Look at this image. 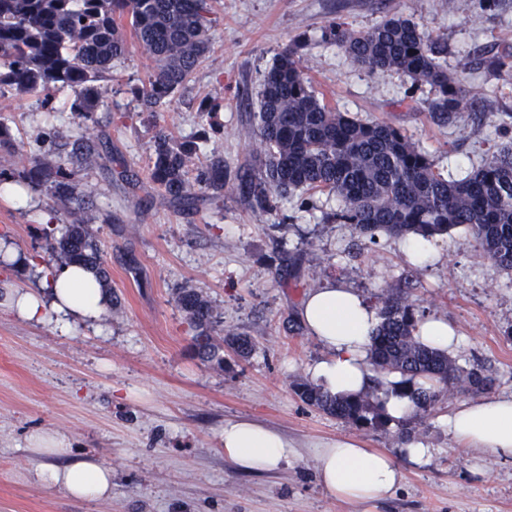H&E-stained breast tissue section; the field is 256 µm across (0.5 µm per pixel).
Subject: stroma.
<instances>
[{
	"instance_id": "obj_1",
	"label": "stroma",
	"mask_w": 512,
	"mask_h": 512,
	"mask_svg": "<svg viewBox=\"0 0 512 512\" xmlns=\"http://www.w3.org/2000/svg\"><path fill=\"white\" fill-rule=\"evenodd\" d=\"M215 43L190 81L149 123L135 90L152 62L138 47L116 62L104 106L91 120L73 116L68 92L52 107L40 96L0 92V116L24 142L0 151V170L27 167L28 143L50 129L69 158L75 140L111 156L110 168L80 176L77 190L93 205L91 229L118 298L99 326L74 323L60 334L53 323L23 320L0 308V512H512V461H485L454 449L439 418L456 400L448 393L419 414L411 433L437 453L429 465L402 462L404 481L390 499L356 505L322 493L312 457L263 475L228 462L224 422L245 417L305 444L353 434L373 448L398 450L400 421L365 427L304 404L294 383L321 347L288 321L304 292L340 280L370 303L404 293L415 313L442 317L462 336L460 366L488 369L493 389L512 393V276L477 247L464 228L435 237L441 259L409 262L397 238L368 242L354 226L326 221L335 197L311 191L291 196L277 211H254L238 192L237 174L262 168L252 134L263 72L283 47L303 37L302 67L317 96L338 111L399 128L425 151L443 176L478 167L501 143L512 113V79L467 69L476 54L512 46V0H212ZM390 15L423 26L448 43V67L460 72L470 98L488 100L482 125L462 117L439 127L428 117L429 88L406 76L371 74L338 46L321 43L332 19L368 28ZM220 98L219 134L199 157L222 158L229 182L224 204L191 211L170 204L148 178L156 127L174 142L199 127L198 106ZM48 201L32 192L28 206L0 199V235L18 255L45 257ZM192 288L213 307L224 329L249 334L256 350L246 361H200L193 329L178 308L180 289ZM66 436L74 452L112 471V497L79 501L64 489L37 483L29 437ZM490 476H482V469Z\"/></svg>"
}]
</instances>
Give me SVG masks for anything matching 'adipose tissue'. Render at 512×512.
I'll return each instance as SVG.
<instances>
[{"label": "adipose tissue", "mask_w": 512, "mask_h": 512, "mask_svg": "<svg viewBox=\"0 0 512 512\" xmlns=\"http://www.w3.org/2000/svg\"><path fill=\"white\" fill-rule=\"evenodd\" d=\"M28 263L40 273L41 287L21 288L11 278L0 279V305L30 322L54 319L63 332L73 320L93 322L106 314L108 298L90 269L80 264L49 268L33 257ZM296 317L324 350L307 367L310 378L323 390L349 397L370 391L378 382L392 418L413 415L416 405L407 390L399 388V375H376L370 363L371 337L380 316L359 292L336 280L308 289ZM442 423L456 448L512 460V395L487 392L459 399ZM29 442L37 454L32 475L38 482L62 487L77 500L111 496V469L74 453L66 437L37 433ZM223 442L225 459L250 474L275 471L311 453L318 487L332 498L357 505L381 502L395 494L404 480L399 457L425 465L434 455L433 448L416 439L407 441L396 454L349 435L312 441L303 448L279 430L250 418L225 420Z\"/></svg>", "instance_id": "adipose-tissue-1"}]
</instances>
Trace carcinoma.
I'll return each instance as SVG.
<instances>
[{
  "mask_svg": "<svg viewBox=\"0 0 512 512\" xmlns=\"http://www.w3.org/2000/svg\"><path fill=\"white\" fill-rule=\"evenodd\" d=\"M213 28L208 0H0V86L41 95L46 106L57 90L68 88L74 94L70 111L88 120L106 92L99 82L128 53L132 40L155 63L137 89L138 106L152 118L206 59ZM321 41L339 46L371 74L399 72L429 85L433 124L451 127L461 119L468 90L448 70L446 44L412 19L387 16L368 29L332 19L322 27ZM305 46L303 39L283 48L262 75L253 134L264 155L263 169L236 176L237 190L251 207L270 213L279 198L325 192L339 201L326 220L351 224L372 242L380 232L433 238L465 227L484 255L511 276L512 139L472 174L450 181L398 128L364 122L324 104L301 64ZM468 65L499 77L512 71V49L479 54ZM101 159L84 145L67 163L50 149L39 150L14 178L52 201L47 263H82L108 287L110 273L85 219L89 202L76 190V177ZM148 171L150 181L179 207L194 209L224 197V161H198L194 143L177 145L162 129L155 132ZM177 305L195 331L192 350L201 361L224 364L226 347L243 358L253 352L246 333L219 336L220 321L196 290L182 289ZM379 314L383 322L371 338L374 369L400 374L418 409L430 410L450 386L470 395L493 386L487 369L461 367L416 340L417 318L405 297L384 298ZM417 378L434 379L437 386L424 388L414 383ZM294 392L332 417L377 425V394L338 398L307 383L295 384Z\"/></svg>",
  "mask_w": 512,
  "mask_h": 512,
  "instance_id": "1",
  "label": "carcinoma"
}]
</instances>
